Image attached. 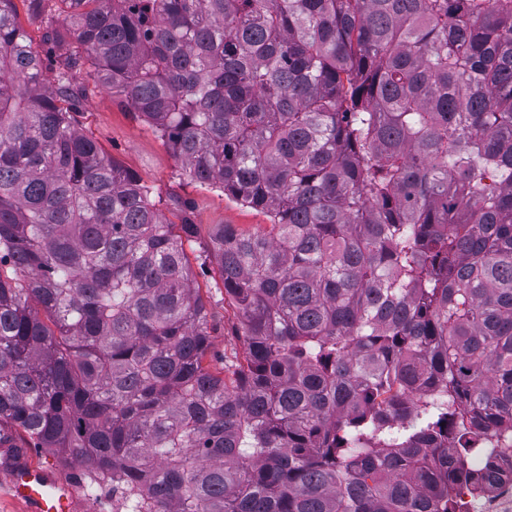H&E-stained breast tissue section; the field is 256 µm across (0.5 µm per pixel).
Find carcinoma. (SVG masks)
<instances>
[{
  "instance_id": "1",
  "label": "carcinoma",
  "mask_w": 512,
  "mask_h": 512,
  "mask_svg": "<svg viewBox=\"0 0 512 512\" xmlns=\"http://www.w3.org/2000/svg\"><path fill=\"white\" fill-rule=\"evenodd\" d=\"M61 2L50 93L0 0V425L118 512H457L432 462L512 429V0ZM88 63L270 218L212 234L226 376L196 225L72 121Z\"/></svg>"
}]
</instances>
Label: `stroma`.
Segmentation results:
<instances>
[{
  "label": "stroma",
  "mask_w": 512,
  "mask_h": 512,
  "mask_svg": "<svg viewBox=\"0 0 512 512\" xmlns=\"http://www.w3.org/2000/svg\"><path fill=\"white\" fill-rule=\"evenodd\" d=\"M17 20L39 55H47L42 41L47 25H60L59 0H49L42 16L29 13L25 0H14ZM76 80L87 89L77 125L118 165L132 173L149 188L150 199L166 221L180 223L190 216L198 226L196 236L186 243L195 287L199 288L208 309L210 347L203 364L211 372H222L226 362L243 348L240 318L224 300V288L215 272L211 233L219 224L239 231L267 229L266 213L242 205L212 188L200 186L185 174L168 143L145 123L127 104L98 85L90 71L77 74ZM26 459L32 465L46 468L59 478L73 482L82 512H112V500H93L85 494V466L77 459L61 461L45 452L29 449Z\"/></svg>",
  "instance_id": "35a3bbf8"
}]
</instances>
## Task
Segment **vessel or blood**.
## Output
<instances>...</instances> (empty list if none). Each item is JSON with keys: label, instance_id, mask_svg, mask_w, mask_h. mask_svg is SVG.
I'll return each mask as SVG.
<instances>
[{"label": "vessel or blood", "instance_id": "1", "mask_svg": "<svg viewBox=\"0 0 512 512\" xmlns=\"http://www.w3.org/2000/svg\"><path fill=\"white\" fill-rule=\"evenodd\" d=\"M8 487L26 504L28 512H77V501L70 488L54 474L25 460L14 461Z\"/></svg>", "mask_w": 512, "mask_h": 512}]
</instances>
